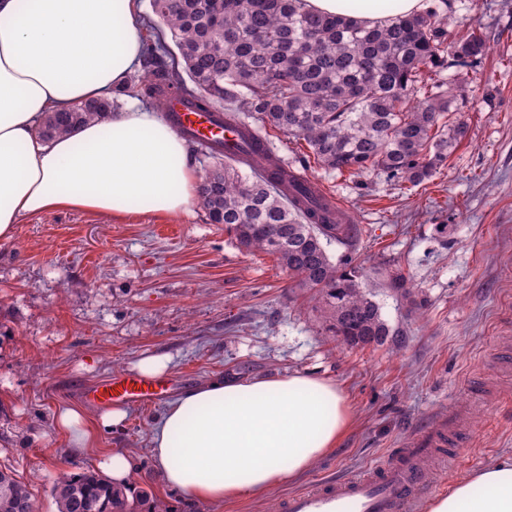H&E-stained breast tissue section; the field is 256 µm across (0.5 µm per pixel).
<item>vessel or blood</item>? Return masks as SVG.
I'll return each mask as SVG.
<instances>
[{"instance_id":"obj_1","label":"vessel or blood","mask_w":512,"mask_h":512,"mask_svg":"<svg viewBox=\"0 0 512 512\" xmlns=\"http://www.w3.org/2000/svg\"><path fill=\"white\" fill-rule=\"evenodd\" d=\"M166 110L174 129L197 141L220 140L231 146L239 140L237 130L222 125L216 112L193 109L176 99ZM163 389L162 381L126 375L96 387L87 399L101 406L145 403ZM461 414V408L449 409L447 416L412 435L399 452L356 476L322 480L289 494L277 504V512H416L431 489L435 451L452 443Z\"/></svg>"}]
</instances>
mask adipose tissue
Returning a JSON list of instances; mask_svg holds the SVG:
<instances>
[{"label": "adipose tissue", "instance_id": "adipose-tissue-1", "mask_svg": "<svg viewBox=\"0 0 512 512\" xmlns=\"http://www.w3.org/2000/svg\"><path fill=\"white\" fill-rule=\"evenodd\" d=\"M138 0H0V240L54 211L190 213L199 177L161 113L132 105L104 123L44 138L45 113L106 97L140 63ZM119 406L65 405L54 427L80 450L121 426ZM351 420L335 384L311 374L217 376L156 418L150 454L164 483L194 501L262 493L309 470ZM428 512H512V457L458 481Z\"/></svg>", "mask_w": 512, "mask_h": 512}]
</instances>
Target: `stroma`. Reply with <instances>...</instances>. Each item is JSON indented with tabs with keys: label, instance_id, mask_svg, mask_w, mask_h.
<instances>
[{
	"label": "stroma",
	"instance_id": "obj_1",
	"mask_svg": "<svg viewBox=\"0 0 512 512\" xmlns=\"http://www.w3.org/2000/svg\"><path fill=\"white\" fill-rule=\"evenodd\" d=\"M460 29L484 28L479 68L443 78L467 134L419 186L385 176L323 169L304 141L273 127L271 150L305 173L363 229L357 246L367 286L401 348L344 347L320 318L314 292L297 287L276 255L240 247L203 206L160 219L134 213L59 211L19 225L0 241V468L27 485L42 512H56L60 472H99L95 455L60 438L53 418L85 394L168 358L166 399L216 376L308 373L336 383L352 420L337 446L277 490L202 505L165 486L149 434L166 399L128 406L101 445L135 457L132 484L169 512H271L272 504L322 478L361 473L421 428L470 406V438L454 470L434 474L439 494L512 456V0H456ZM406 276L418 307L388 288Z\"/></svg>",
	"mask_w": 512,
	"mask_h": 512
}]
</instances>
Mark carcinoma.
Wrapping results in <instances>:
<instances>
[{
	"instance_id": "obj_1",
	"label": "carcinoma",
	"mask_w": 512,
	"mask_h": 512,
	"mask_svg": "<svg viewBox=\"0 0 512 512\" xmlns=\"http://www.w3.org/2000/svg\"><path fill=\"white\" fill-rule=\"evenodd\" d=\"M139 96L165 109L178 97L207 110L224 103V122L258 123L304 140L327 171L376 172L414 186L432 178L448 150L466 135L444 90L448 67L481 65L489 50L481 27L457 37L441 0L419 13L393 15L367 26L347 16L305 10L302 0H152ZM178 49L168 58L159 32ZM112 98L45 115L49 138L115 111ZM251 176L243 177L236 165ZM298 169L269 151L246 153L207 169L198 186L210 223L222 224L240 247L277 255L301 288L315 291L321 317L346 347L381 346L394 335L362 281L354 252L362 235L342 213L331 214L323 197L299 196ZM347 252L332 259L323 242ZM57 512H168L144 493L125 491L96 473H61L52 489ZM40 512L27 486L0 470V512Z\"/></svg>"
}]
</instances>
